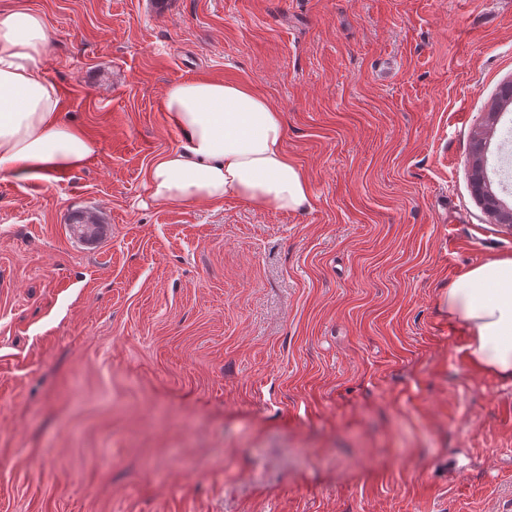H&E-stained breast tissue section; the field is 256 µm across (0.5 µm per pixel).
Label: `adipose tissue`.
I'll use <instances>...</instances> for the list:
<instances>
[{
    "mask_svg": "<svg viewBox=\"0 0 512 512\" xmlns=\"http://www.w3.org/2000/svg\"><path fill=\"white\" fill-rule=\"evenodd\" d=\"M49 36L28 9L0 14V173L28 181L81 167L98 143L60 112L43 62ZM178 146L148 167L150 197L162 203L222 206L235 197L257 209L297 211L312 194L285 148L281 112L244 82L196 78L164 93ZM448 318L467 334L469 366L512 384V257L481 263L440 296Z\"/></svg>",
    "mask_w": 512,
    "mask_h": 512,
    "instance_id": "ef3b65f1",
    "label": "adipose tissue"
}]
</instances>
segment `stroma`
<instances>
[{
	"instance_id": "1",
	"label": "stroma",
	"mask_w": 512,
	"mask_h": 512,
	"mask_svg": "<svg viewBox=\"0 0 512 512\" xmlns=\"http://www.w3.org/2000/svg\"><path fill=\"white\" fill-rule=\"evenodd\" d=\"M99 143L0 174V512H512V385L439 296L512 256L470 186L512 0H0ZM282 113L310 208L153 201L171 83ZM512 105L486 155L505 202ZM101 237H71L74 214Z\"/></svg>"
}]
</instances>
